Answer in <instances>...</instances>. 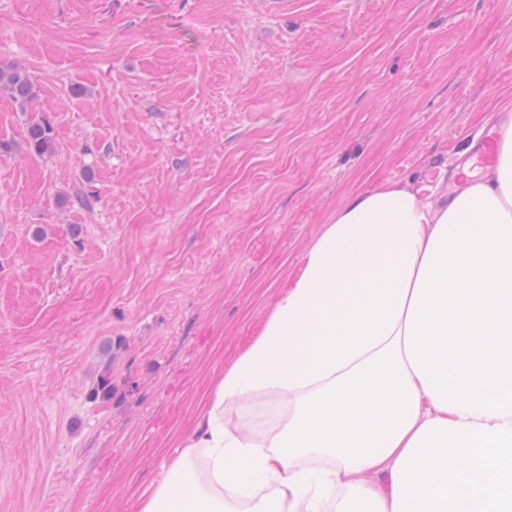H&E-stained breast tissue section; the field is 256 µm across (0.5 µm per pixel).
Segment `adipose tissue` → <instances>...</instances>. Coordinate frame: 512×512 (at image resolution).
Wrapping results in <instances>:
<instances>
[{
    "instance_id": "1",
    "label": "adipose tissue",
    "mask_w": 512,
    "mask_h": 512,
    "mask_svg": "<svg viewBox=\"0 0 512 512\" xmlns=\"http://www.w3.org/2000/svg\"><path fill=\"white\" fill-rule=\"evenodd\" d=\"M444 204L352 195L201 400L141 512H512V96ZM265 395L288 417L235 415ZM262 399L260 397L254 398L240 410L241 421L243 420V424L250 431H268L288 415L287 407H278L275 418L270 421L266 420L258 411V405Z\"/></svg>"
}]
</instances>
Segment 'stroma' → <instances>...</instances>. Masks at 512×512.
<instances>
[{"label": "stroma", "mask_w": 512, "mask_h": 512, "mask_svg": "<svg viewBox=\"0 0 512 512\" xmlns=\"http://www.w3.org/2000/svg\"><path fill=\"white\" fill-rule=\"evenodd\" d=\"M0 63V512H140L337 207L452 190L512 0H0ZM0 92L7 94L19 106L21 112L27 114L28 149L37 156L52 157L56 152L54 130L44 116L32 111L37 93L31 75L20 67L0 64Z\"/></svg>", "instance_id": "obj_1"}]
</instances>
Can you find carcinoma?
I'll return each mask as SVG.
<instances>
[{
  "instance_id": "carcinoma-1",
  "label": "carcinoma",
  "mask_w": 512,
  "mask_h": 512,
  "mask_svg": "<svg viewBox=\"0 0 512 512\" xmlns=\"http://www.w3.org/2000/svg\"><path fill=\"white\" fill-rule=\"evenodd\" d=\"M0 92L7 94L27 114L28 149L37 156L52 157L56 152L54 130L45 117L32 111L37 93L31 75L20 67L0 64Z\"/></svg>"
}]
</instances>
